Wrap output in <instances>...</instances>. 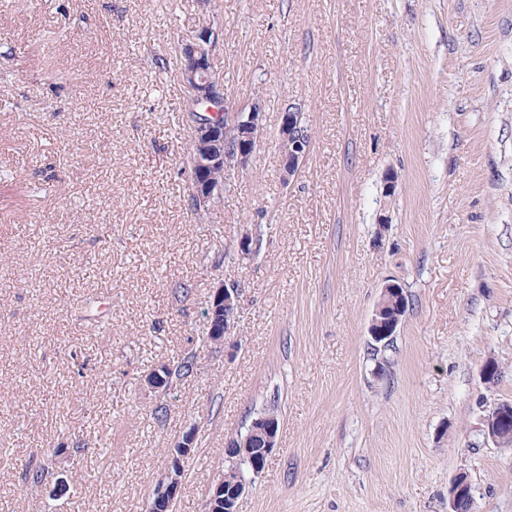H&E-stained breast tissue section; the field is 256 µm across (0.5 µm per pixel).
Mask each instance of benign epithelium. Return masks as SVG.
I'll return each instance as SVG.
<instances>
[{"mask_svg": "<svg viewBox=\"0 0 512 512\" xmlns=\"http://www.w3.org/2000/svg\"><path fill=\"white\" fill-rule=\"evenodd\" d=\"M219 31L212 25L199 27L179 45V65L185 92L197 104L206 106L208 113H220L222 118L200 120L191 126L193 163L189 167L190 195L200 207L224 190V184L204 179V173L223 168L224 173L246 167L254 155V144L264 130L266 116L261 103L251 102L248 108L233 109L227 105L224 81L208 67ZM298 108L288 107L282 114L279 128L281 162L284 179L289 180L301 171L311 148V136L299 128ZM238 290L221 285L212 291L207 306L210 334L222 344L234 325L238 307ZM512 412V405L501 403L485 418L484 435L493 444H501L503 421ZM253 431L236 437L227 444L226 455L234 460H253L260 454L268 458L277 443L278 419L273 414L259 415L252 421ZM196 432H186L168 451L167 472L154 491L148 512H170L182 486V462L193 454ZM236 488L224 493V478L217 479L207 492L206 512H239L240 500L248 491L245 480L235 482ZM470 480L465 474L453 479L448 489V512H457L462 492Z\"/></svg>", "mask_w": 512, "mask_h": 512, "instance_id": "obj_1", "label": "benign epithelium"}]
</instances>
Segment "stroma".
<instances>
[{
    "label": "stroma",
    "instance_id": "stroma-1",
    "mask_svg": "<svg viewBox=\"0 0 512 512\" xmlns=\"http://www.w3.org/2000/svg\"><path fill=\"white\" fill-rule=\"evenodd\" d=\"M206 23L231 103L260 100L266 124L196 213L157 61ZM291 104L312 146L287 180ZM1 171L0 512H147L190 429L173 512H205L226 442L264 412L277 445L240 512H448L461 472L475 512H512V446L483 432L512 403V0H0ZM390 281L410 308L380 365ZM220 284L240 304L211 349ZM190 350L194 377L148 388ZM47 453L64 471L27 484Z\"/></svg>",
    "mask_w": 512,
    "mask_h": 512
}]
</instances>
